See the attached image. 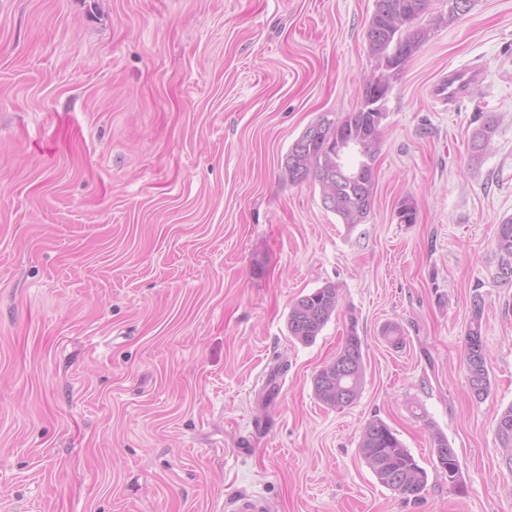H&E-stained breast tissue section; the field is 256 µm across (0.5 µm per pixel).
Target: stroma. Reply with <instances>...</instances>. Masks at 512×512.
I'll use <instances>...</instances> for the list:
<instances>
[{"label": "stroma", "mask_w": 512, "mask_h": 512, "mask_svg": "<svg viewBox=\"0 0 512 512\" xmlns=\"http://www.w3.org/2000/svg\"><path fill=\"white\" fill-rule=\"evenodd\" d=\"M374 0H0V512H512V0H475L393 81L366 223L281 177L376 67ZM475 67L467 96H429ZM497 133L468 163L479 115ZM410 201L416 221L396 212ZM335 284L314 343L294 300ZM482 296L490 391L463 361ZM400 325L404 345L382 335ZM344 408L313 377L348 330ZM385 421L428 473L417 502L359 452ZM460 487L436 473L433 433ZM495 245L499 254L496 277L504 285L512 284V276L509 277V280L504 281L500 278L498 271L504 266V263H507L512 272V218L505 219L498 224ZM364 370L362 341L351 329L336 358L314 376L316 397L334 408L351 405L360 394ZM496 436L503 448L506 460L511 458L512 461V406L500 414L496 426Z\"/></svg>", "instance_id": "1"}]
</instances>
